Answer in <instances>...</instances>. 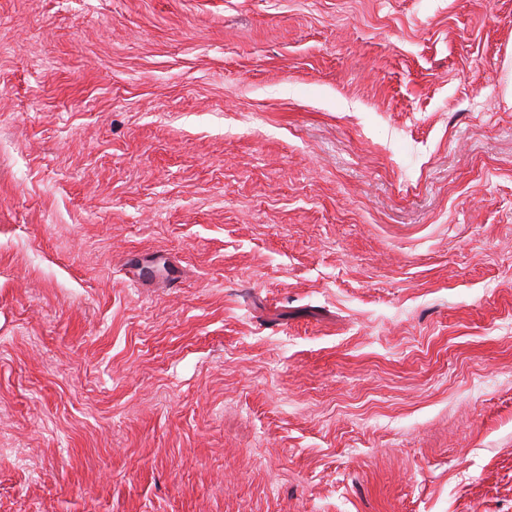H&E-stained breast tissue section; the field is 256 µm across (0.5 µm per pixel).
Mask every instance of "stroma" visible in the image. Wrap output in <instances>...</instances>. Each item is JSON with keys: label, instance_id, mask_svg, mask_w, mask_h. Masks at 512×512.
Segmentation results:
<instances>
[{"label": "stroma", "instance_id": "1", "mask_svg": "<svg viewBox=\"0 0 512 512\" xmlns=\"http://www.w3.org/2000/svg\"><path fill=\"white\" fill-rule=\"evenodd\" d=\"M0 512H512V0H0Z\"/></svg>", "mask_w": 512, "mask_h": 512}]
</instances>
